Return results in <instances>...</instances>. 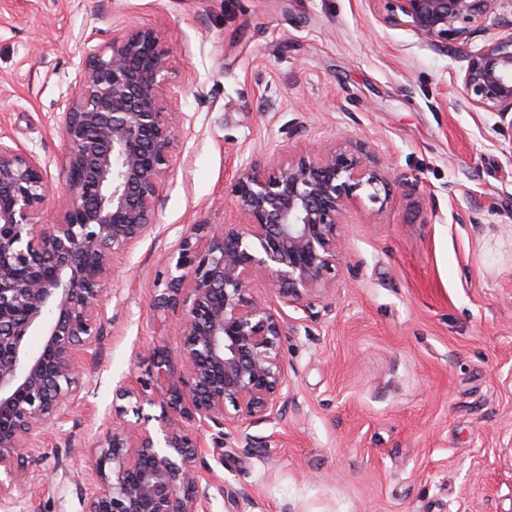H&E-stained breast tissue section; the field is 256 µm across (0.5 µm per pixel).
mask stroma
<instances>
[{
  "mask_svg": "<svg viewBox=\"0 0 512 512\" xmlns=\"http://www.w3.org/2000/svg\"><path fill=\"white\" fill-rule=\"evenodd\" d=\"M130 24L172 49L184 125L159 186L155 230L108 280L89 394L50 455L78 479L100 425L133 420L113 390L144 376L140 352L176 349L152 301L192 224L238 220L243 160L315 141L365 143L419 191L382 215H346L331 308L284 309L294 369L277 425L252 449L227 435L201 470L212 512H512V126L469 106V47L440 52L387 26L376 0H0V135L32 151L67 194L58 116L88 53Z\"/></svg>",
  "mask_w": 512,
  "mask_h": 512,
  "instance_id": "1",
  "label": "stroma"
}]
</instances>
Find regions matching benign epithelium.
I'll use <instances>...</instances> for the list:
<instances>
[{"instance_id": "benign-epithelium-1", "label": "benign epithelium", "mask_w": 512, "mask_h": 512, "mask_svg": "<svg viewBox=\"0 0 512 512\" xmlns=\"http://www.w3.org/2000/svg\"><path fill=\"white\" fill-rule=\"evenodd\" d=\"M384 22L434 49L471 41L492 0H377ZM463 56L460 92L471 106L512 115V19ZM172 51L161 32L134 26L87 58L59 122L68 143V196L53 213L34 153L0 137V508H21L44 480L45 448L87 388L105 326L98 305L123 255L154 230L151 212L169 168L182 113L168 108ZM237 224H194L159 304L177 315L182 368L168 347L147 348L169 379L158 425L114 424L75 482L80 512H209L213 483L196 465L232 433L275 424L292 379L281 341L287 323L253 294L262 283L307 317L326 310L342 250L339 229L364 194L383 213L395 202L384 165L362 144H316L273 163L239 166ZM32 336L40 337L34 348Z\"/></svg>"}]
</instances>
